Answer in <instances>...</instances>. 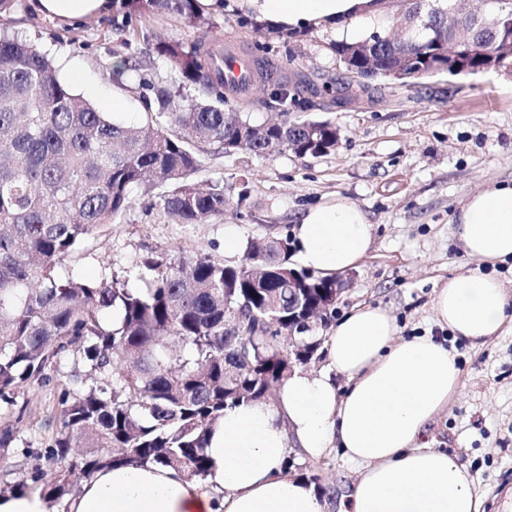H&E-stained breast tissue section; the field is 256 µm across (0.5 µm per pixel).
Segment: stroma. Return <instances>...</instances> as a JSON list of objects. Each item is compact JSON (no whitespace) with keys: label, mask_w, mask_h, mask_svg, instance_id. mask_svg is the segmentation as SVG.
<instances>
[{"label":"stroma","mask_w":512,"mask_h":512,"mask_svg":"<svg viewBox=\"0 0 512 512\" xmlns=\"http://www.w3.org/2000/svg\"><path fill=\"white\" fill-rule=\"evenodd\" d=\"M234 2L202 8L205 25L198 29L177 16L155 13L138 17L132 30L123 32L108 13L70 26L41 14L36 0H21L20 7L0 16V31L48 54L62 81L79 74L75 91L100 111H111L113 96H120V115L129 122L140 117L147 84L171 77L167 62L148 53L160 39L187 45L203 37L235 52L248 46L255 59L288 79L301 75L320 83L343 77L331 34L308 30L292 38ZM127 58L142 60L141 69L122 70ZM311 115L340 128L336 150L258 156L196 144L199 180L224 188L223 216L205 224H177L167 218L156 194L134 191L124 218L87 240L63 261L61 271L77 279L124 277L134 288L138 282L128 279V272L151 259L184 253L235 266L244 255L225 254V225H236L246 245L283 237L303 211L339 194L349 197L374 229L367 255L349 271L351 283L334 318L359 304L380 306L395 317L401 338L430 335L457 353L460 392L421 442L457 455L483 499V512H500L512 497V326L472 345L436 324L433 299L450 277L478 266L454 235L456 211L486 183L512 181V75L444 74L405 85L374 78L366 96L341 107L321 99ZM244 185L250 198L242 204L238 192ZM69 371L62 365L54 385H32L18 393L27 414L15 449L45 447ZM288 457L289 474L307 477L327 501V512H339L355 467L337 451L314 461L293 448Z\"/></svg>","instance_id":"1"}]
</instances>
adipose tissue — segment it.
Returning <instances> with one entry per match:
<instances>
[{"instance_id": "1", "label": "adipose tissue", "mask_w": 512, "mask_h": 512, "mask_svg": "<svg viewBox=\"0 0 512 512\" xmlns=\"http://www.w3.org/2000/svg\"><path fill=\"white\" fill-rule=\"evenodd\" d=\"M47 16L73 24L106 13L109 0H38ZM241 9L284 30L316 27L353 42L385 22L379 0H239ZM455 235L481 266L449 278L434 296L438 324L483 344L512 324V295L496 266L512 258V184L471 195ZM372 224L339 195L306 210L294 227L300 263L324 277L367 254ZM384 308L356 307L324 343L325 370L294 371L273 403L226 409L206 454L210 470L190 481L161 466L97 471L68 512H326L316 485L286 471L290 448L318 460L333 449L357 468L344 512H481V500L456 456L420 445L424 430L460 389L456 354L429 336L398 340ZM345 386H338L337 377Z\"/></svg>"}]
</instances>
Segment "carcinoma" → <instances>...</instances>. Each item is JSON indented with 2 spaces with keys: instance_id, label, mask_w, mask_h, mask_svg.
<instances>
[{
  "instance_id": "obj_1",
  "label": "carcinoma",
  "mask_w": 512,
  "mask_h": 512,
  "mask_svg": "<svg viewBox=\"0 0 512 512\" xmlns=\"http://www.w3.org/2000/svg\"><path fill=\"white\" fill-rule=\"evenodd\" d=\"M488 23L501 17L498 39L512 38L502 0H487ZM127 20L168 13L190 27L204 23L196 0H113ZM455 0H409L404 34L372 32L373 61H354L353 43L334 46L343 67L364 78L387 77L394 48L415 56L417 78L433 75L441 44L467 28ZM492 39L473 36L472 51L450 76H475L489 66ZM181 82L202 87L207 99L188 102L180 90L142 96L134 123L99 111L57 75L33 45L0 35V458L24 409L16 393L47 387L71 358L69 386L53 420L55 433L34 454L12 462L10 491H40L52 501L77 492L110 464L170 467L189 480L205 479L206 454L224 410L270 402L288 379V350L307 360L317 342L288 345L295 306L324 300L333 278L291 263L293 244L273 238L247 247L245 262L216 263L202 255L153 259L135 272L141 288L111 280L61 275L62 261L105 225L123 217L138 188L158 187L162 208L177 224H205L224 214V188L196 181L201 161L195 144L227 153L323 155L336 148L340 130L312 119L315 98L351 100L352 84L280 83L261 105L279 114L270 125L226 107L222 51L198 39L190 45L161 41ZM309 283L288 285V272ZM107 311L118 317L102 319Z\"/></svg>"
}]
</instances>
